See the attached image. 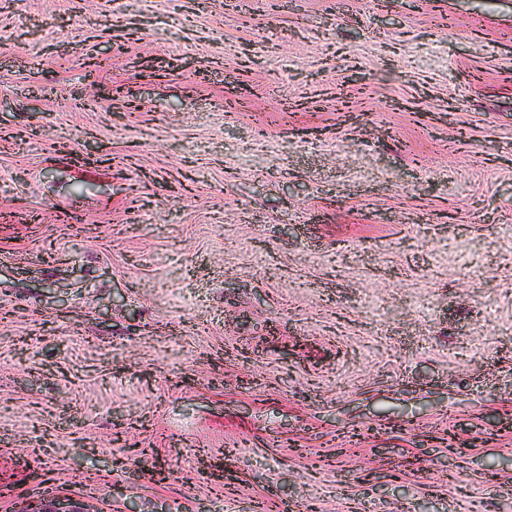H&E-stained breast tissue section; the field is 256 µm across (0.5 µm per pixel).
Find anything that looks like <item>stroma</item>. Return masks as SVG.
<instances>
[{
	"label": "stroma",
	"instance_id": "1",
	"mask_svg": "<svg viewBox=\"0 0 512 512\" xmlns=\"http://www.w3.org/2000/svg\"><path fill=\"white\" fill-rule=\"evenodd\" d=\"M0 32V512H512V0Z\"/></svg>",
	"mask_w": 512,
	"mask_h": 512
}]
</instances>
